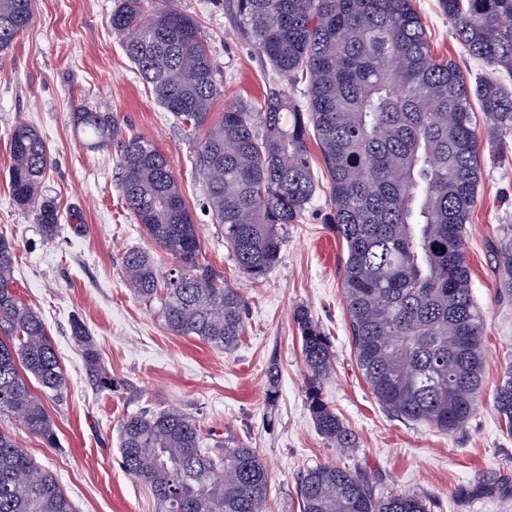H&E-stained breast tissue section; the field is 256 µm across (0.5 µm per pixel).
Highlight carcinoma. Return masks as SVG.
Wrapping results in <instances>:
<instances>
[{"label": "carcinoma", "instance_id": "cac0c4a2", "mask_svg": "<svg viewBox=\"0 0 512 512\" xmlns=\"http://www.w3.org/2000/svg\"><path fill=\"white\" fill-rule=\"evenodd\" d=\"M119 0L112 31L128 61L176 120L205 130L196 165L204 210L224 230L240 273L260 280L278 263L286 224L300 223L318 189L309 151L325 167L329 229L345 249L341 286L354 357L372 395L394 415L442 432L471 417L483 392V316L471 296L466 224L477 203L482 163L477 113L512 135V91L468 78L437 58L414 0H228L226 9L267 62L276 87L211 120L218 88L199 22L177 0ZM465 50L512 76V0H439ZM33 20L32 0H0V52ZM306 82L296 102L277 85ZM72 120L92 149L118 148L126 207L147 238L175 259L161 273L149 251L122 257L129 284L152 301L174 333L234 348L246 300L202 260L195 215L168 158L110 112L85 108ZM9 185L45 238L56 207L38 189L50 165L41 134L20 123L10 139ZM15 249L0 236V414L57 447L39 395L59 391L64 369L42 318L14 293ZM499 288L512 296V234L495 249ZM294 322L308 378L306 402L323 438L353 448L355 435L323 397L334 359L308 311ZM97 388L118 382L101 366L82 325L73 329ZM512 433V365L493 392ZM121 463L148 484L156 512H267L269 474L245 443L210 444L192 419L171 408L122 418ZM300 512H430L416 495L378 496L359 472L320 464L300 480ZM0 512H75L55 479L9 433L0 432Z\"/></svg>", "mask_w": 512, "mask_h": 512}]
</instances>
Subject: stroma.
I'll return each mask as SVG.
<instances>
[{
    "mask_svg": "<svg viewBox=\"0 0 512 512\" xmlns=\"http://www.w3.org/2000/svg\"><path fill=\"white\" fill-rule=\"evenodd\" d=\"M210 45L219 95L213 118L269 89L271 69L238 38L222 0H179ZM116 0H33L34 21L0 53V235L15 243L13 285L20 300L44 320L65 368V384L47 394L58 445L13 417L0 414L10 433L50 473L76 512H155L151 489L127 474L118 450L126 414L175 408L194 419L209 441L230 437L259 449L270 475L268 512H300L298 480L331 462L365 473L379 495L416 494L431 512H512V436L501 428L492 394L512 365V297L502 295L495 247L512 226V136L478 129L483 176L468 226L467 263L472 292L483 314L486 350L483 395L472 417L448 434L393 417L371 394L353 356L342 298L343 247L328 228L330 205L319 189L303 222L282 229L281 258L259 283L241 274L220 227L200 210L203 186L194 171L202 131L180 125L156 102L112 34ZM436 56L458 63L469 76L488 73L458 41L438 0H416ZM112 113L123 131L143 135L168 157L187 205L195 213L205 260L247 302L238 346L224 351L170 331L158 302L135 295L122 257L150 249L160 270L174 263L153 249L126 209L118 185L116 152L94 150L73 126L85 107ZM27 122L44 138L52 163L44 197L62 212L56 237L44 240L31 213L9 192V138ZM303 306L323 328L334 354L323 384L357 444L332 447L306 406L307 368L292 313ZM81 321L103 366L121 382L99 391L72 334ZM277 367L275 399L268 370Z\"/></svg>",
    "mask_w": 512,
    "mask_h": 512,
    "instance_id": "stroma-1",
    "label": "stroma"
}]
</instances>
